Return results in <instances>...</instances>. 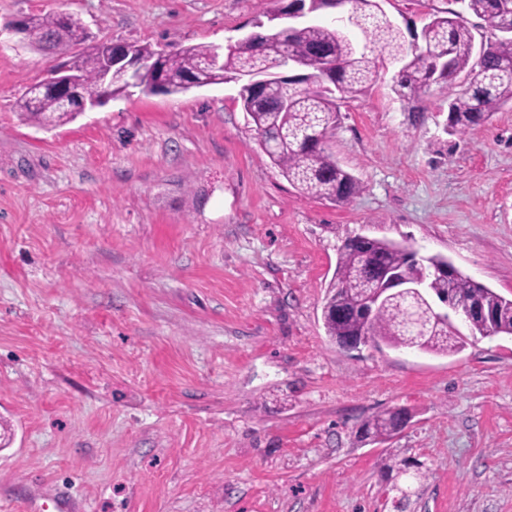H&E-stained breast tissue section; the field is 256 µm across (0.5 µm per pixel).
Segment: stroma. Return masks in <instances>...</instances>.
Listing matches in <instances>:
<instances>
[{
	"label": "stroma",
	"instance_id": "stroma-1",
	"mask_svg": "<svg viewBox=\"0 0 512 512\" xmlns=\"http://www.w3.org/2000/svg\"><path fill=\"white\" fill-rule=\"evenodd\" d=\"M288 0H0V512H512V336L447 356L347 351L322 319L338 248L447 257L512 299V106L447 132L383 70L326 145L349 203L303 195L234 83L138 89L49 129L17 101L48 59L23 16L96 39L225 52ZM401 31L456 0H381ZM411 418L385 441L363 424Z\"/></svg>",
	"mask_w": 512,
	"mask_h": 512
}]
</instances>
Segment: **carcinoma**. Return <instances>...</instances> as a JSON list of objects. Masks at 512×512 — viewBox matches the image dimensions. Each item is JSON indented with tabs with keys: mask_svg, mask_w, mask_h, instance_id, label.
Returning a JSON list of instances; mask_svg holds the SVG:
<instances>
[{
	"mask_svg": "<svg viewBox=\"0 0 512 512\" xmlns=\"http://www.w3.org/2000/svg\"><path fill=\"white\" fill-rule=\"evenodd\" d=\"M349 2L361 12L360 30L371 34L388 60L400 61L392 90L401 100L415 102L433 84L447 95L451 133L463 134L512 104V0H461L467 12L489 21L499 32L478 49L471 30L455 12L433 17L422 28L421 41L408 44L400 28L366 9L365 0ZM26 23L38 36L33 47L67 58L69 70L81 78L82 96L106 94L97 60L78 50L89 40L79 19L70 15L63 21L59 14L49 13L28 17ZM125 48L146 62L137 76V88L143 93L159 87L167 93H180L200 81L239 83L247 124L293 187L314 199L338 204L359 193V181L338 164L325 139L336 128V97L364 94L377 80V65L375 58L359 49L336 24L315 19L292 35L276 34L262 55L252 41L240 39L218 68L210 64L211 46H188L173 54L156 52L147 45L127 44ZM284 56L301 61L305 77L270 80L258 92L242 83L246 74L276 69ZM473 71L476 79L458 85L461 74ZM18 108L39 126L62 125L74 118V113L61 108L50 94L35 97L28 91L18 101ZM441 267L448 269V277H433V271ZM391 271H406L417 280H427L438 302L449 298L457 304L480 305L486 315L470 325L472 335L512 334V300L464 275L447 258L430 255L417 262L409 246L378 238L360 243L349 237L338 248L334 280L323 306L327 336L338 344L351 339L376 348L383 344L443 355L463 349L464 339H456L452 325L444 319L429 316L423 335L406 330L407 314L415 304L412 296L376 300ZM399 427L398 413L386 410L365 422L363 434L386 440Z\"/></svg>",
	"mask_w": 512,
	"mask_h": 512,
	"instance_id": "1",
	"label": "carcinoma"
}]
</instances>
